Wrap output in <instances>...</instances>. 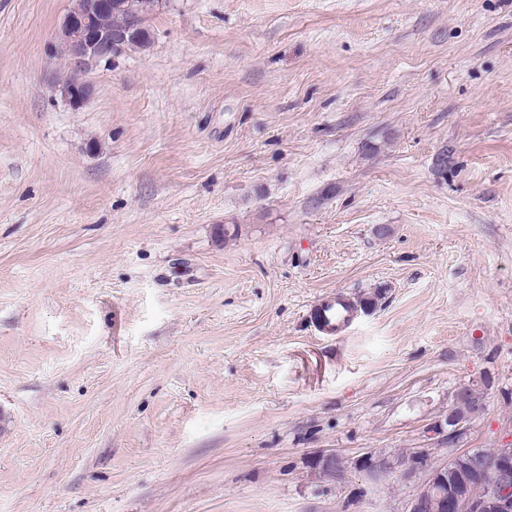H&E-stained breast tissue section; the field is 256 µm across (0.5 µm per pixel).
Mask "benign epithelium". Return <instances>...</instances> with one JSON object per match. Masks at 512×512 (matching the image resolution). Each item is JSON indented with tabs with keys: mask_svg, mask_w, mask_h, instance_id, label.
I'll use <instances>...</instances> for the list:
<instances>
[{
	"mask_svg": "<svg viewBox=\"0 0 512 512\" xmlns=\"http://www.w3.org/2000/svg\"><path fill=\"white\" fill-rule=\"evenodd\" d=\"M112 0H81L78 8L63 18L54 43V55L63 57L73 69L90 71L116 60L112 46ZM90 81L74 85L58 81L55 92L72 108H80L94 94ZM448 443L464 434L468 418L457 408L448 409ZM369 473L387 475L399 470L400 477L416 486L407 512H512V444L490 453L451 450L446 457L433 461L425 451L405 459L392 460L371 452L359 460ZM316 469L326 480L342 483L347 476V462L336 454H321Z\"/></svg>",
	"mask_w": 512,
	"mask_h": 512,
	"instance_id": "benign-epithelium-1",
	"label": "benign epithelium"
}]
</instances>
